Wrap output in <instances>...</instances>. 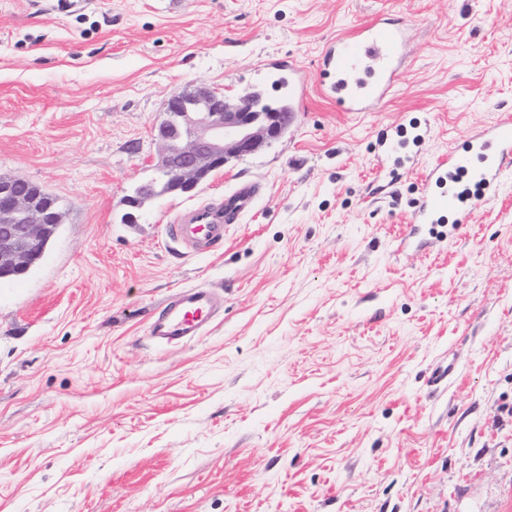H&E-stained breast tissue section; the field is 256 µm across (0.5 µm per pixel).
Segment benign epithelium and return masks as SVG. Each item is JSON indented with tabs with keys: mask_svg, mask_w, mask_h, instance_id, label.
<instances>
[{
	"mask_svg": "<svg viewBox=\"0 0 512 512\" xmlns=\"http://www.w3.org/2000/svg\"><path fill=\"white\" fill-rule=\"evenodd\" d=\"M255 98L254 92L232 98L204 85L172 95L155 133L163 147L158 175L137 188L132 207L158 198L164 179L189 193L231 160L280 139L288 113L257 112ZM28 184L19 176L0 178V282L25 275L45 251L53 225L63 223V212L32 197Z\"/></svg>",
	"mask_w": 512,
	"mask_h": 512,
	"instance_id": "benign-epithelium-1",
	"label": "benign epithelium"
}]
</instances>
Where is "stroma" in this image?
I'll list each match as a JSON object with an SVG mask.
<instances>
[{
    "label": "stroma",
    "instance_id": "1",
    "mask_svg": "<svg viewBox=\"0 0 512 512\" xmlns=\"http://www.w3.org/2000/svg\"><path fill=\"white\" fill-rule=\"evenodd\" d=\"M407 27L374 112L321 96L277 141L131 210L169 96L268 88L377 15ZM512 114V0H0V176L58 197L0 285V512H512V169L467 228L403 244L449 149ZM420 161L378 186L377 138ZM259 187L216 249L167 227ZM211 289L202 336L149 334Z\"/></svg>",
    "mask_w": 512,
    "mask_h": 512
}]
</instances>
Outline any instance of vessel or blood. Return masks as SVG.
Returning a JSON list of instances; mask_svg holds the SVG:
<instances>
[{
	"label": "vessel or blood",
	"instance_id": "obj_1",
	"mask_svg": "<svg viewBox=\"0 0 512 512\" xmlns=\"http://www.w3.org/2000/svg\"><path fill=\"white\" fill-rule=\"evenodd\" d=\"M405 44L404 24L380 17L351 35L330 41L316 71L284 58L269 61L266 71L275 75L287 92L289 113L308 111L313 88L337 111L369 112L391 94L404 61ZM511 166L512 116L507 115L429 168L427 188L413 223L434 225L441 223L447 212L472 210L481 196L499 192ZM255 201L254 186L239 185L226 198L223 210L196 208L186 223L169 225V234L192 249L213 247L223 241L225 225L235 223ZM210 301L208 289L183 291L153 321L152 335L166 341L199 335L210 318Z\"/></svg>",
	"mask_w": 512,
	"mask_h": 512
}]
</instances>
